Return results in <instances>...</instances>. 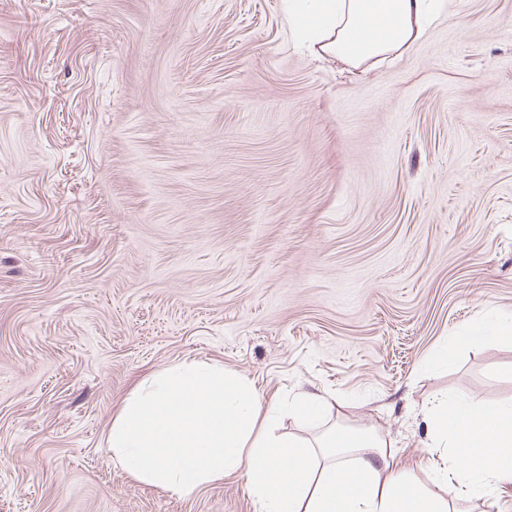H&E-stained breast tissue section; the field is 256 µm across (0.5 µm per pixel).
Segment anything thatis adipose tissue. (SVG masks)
Masks as SVG:
<instances>
[{
    "instance_id": "1",
    "label": "adipose tissue",
    "mask_w": 512,
    "mask_h": 512,
    "mask_svg": "<svg viewBox=\"0 0 512 512\" xmlns=\"http://www.w3.org/2000/svg\"><path fill=\"white\" fill-rule=\"evenodd\" d=\"M441 0H288L298 46L352 67L403 52ZM433 489L398 469L375 429L336 423L332 403L303 392L262 403L251 382L214 362L180 361L144 380L108 429L115 465L140 483L188 495L240 472L255 512H466L512 487V402L439 396L422 408ZM317 427L278 432L282 414Z\"/></svg>"
}]
</instances>
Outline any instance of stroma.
Returning a JSON list of instances; mask_svg holds the SVG:
<instances>
[{"label":"stroma","instance_id":"35a3bbf8","mask_svg":"<svg viewBox=\"0 0 512 512\" xmlns=\"http://www.w3.org/2000/svg\"><path fill=\"white\" fill-rule=\"evenodd\" d=\"M512 0H447L359 71L284 0H0V512H254L115 467L152 373L214 361L264 401L335 396L426 454L445 393L512 400ZM489 332L495 337H504L512 339V320L511 318H498L494 322L481 321L476 323L469 331L467 336H456L446 343L436 354V359L442 363H448L452 360L457 347L462 343H478L488 339Z\"/></svg>","mask_w":512,"mask_h":512}]
</instances>
